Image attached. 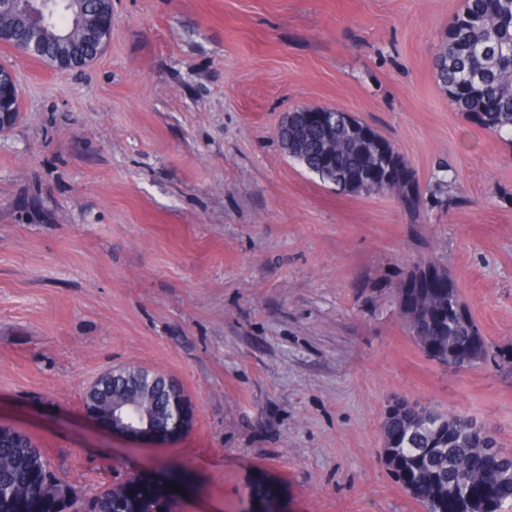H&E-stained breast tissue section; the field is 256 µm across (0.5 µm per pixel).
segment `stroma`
Segmentation results:
<instances>
[{
  "label": "stroma",
  "mask_w": 512,
  "mask_h": 512,
  "mask_svg": "<svg viewBox=\"0 0 512 512\" xmlns=\"http://www.w3.org/2000/svg\"><path fill=\"white\" fill-rule=\"evenodd\" d=\"M463 0H112L81 71L0 45L22 119L0 134V423L86 489L179 477L176 512H424L380 456L404 397L512 454V376L429 360L399 273L447 266L512 344V139L466 120L434 54ZM351 113L422 195H350L290 158L285 113ZM134 365L194 404L164 443L88 419Z\"/></svg>",
  "instance_id": "1"
}]
</instances>
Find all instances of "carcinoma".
<instances>
[{
    "label": "carcinoma",
    "instance_id": "1",
    "mask_svg": "<svg viewBox=\"0 0 512 512\" xmlns=\"http://www.w3.org/2000/svg\"><path fill=\"white\" fill-rule=\"evenodd\" d=\"M13 29L12 45L29 43L33 31L20 15L0 17V26ZM54 31L43 33L41 59L49 61L56 48L54 33L64 30L72 43L93 55L98 44L89 41L88 30L73 23L58 3L53 9ZM512 44V0H464L462 11L448 27L436 54V78L451 95L449 103L468 121L493 134L512 132V54L503 52ZM299 152L293 155L302 167L314 169L325 163L338 187L337 176L359 169L362 157L372 152L374 142L361 140L344 123L324 130L299 125ZM396 191L408 211L420 210L419 187L408 183L386 185L364 180L358 193ZM412 282L410 294L417 315L414 341L431 360L470 369L489 361L504 374L512 373V344L494 346L482 335L468 305L448 273V268L429 262L403 274L398 284ZM102 403L125 400L149 413L166 403L163 387L154 389L138 380L118 377L102 391ZM474 420L429 409L424 421L399 411L384 418L381 454L389 474L421 504L425 512H501L512 502V474L489 455L473 429ZM50 463L40 448H19L12 441L0 444V512H16L18 503L31 495L50 496L54 488L45 481ZM174 476L143 481L130 477L118 486L104 485L94 494L97 509L87 508V492L71 483L68 512H118L120 503L132 501L137 512H173L169 484Z\"/></svg>",
    "mask_w": 512,
    "mask_h": 512
}]
</instances>
